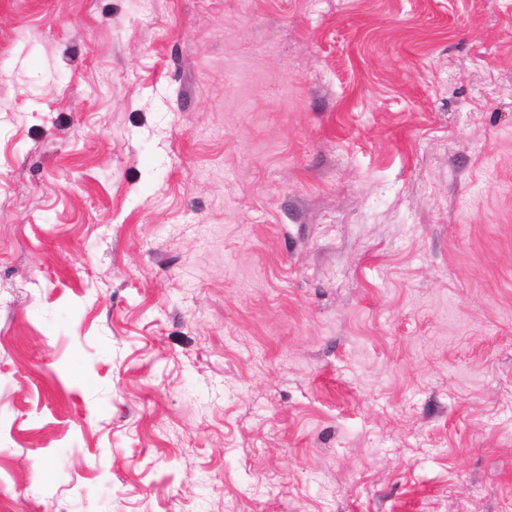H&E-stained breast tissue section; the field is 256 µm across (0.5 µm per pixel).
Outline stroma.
<instances>
[{"mask_svg": "<svg viewBox=\"0 0 512 512\" xmlns=\"http://www.w3.org/2000/svg\"><path fill=\"white\" fill-rule=\"evenodd\" d=\"M0 512H512V0H0Z\"/></svg>", "mask_w": 512, "mask_h": 512, "instance_id": "obj_1", "label": "stroma"}]
</instances>
